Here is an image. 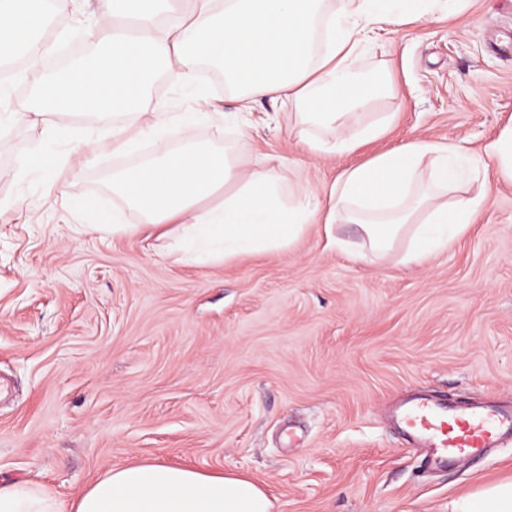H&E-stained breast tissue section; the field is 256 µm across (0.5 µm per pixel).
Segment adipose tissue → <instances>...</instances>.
Wrapping results in <instances>:
<instances>
[{
  "instance_id": "ef3b65f1",
  "label": "adipose tissue",
  "mask_w": 512,
  "mask_h": 512,
  "mask_svg": "<svg viewBox=\"0 0 512 512\" xmlns=\"http://www.w3.org/2000/svg\"><path fill=\"white\" fill-rule=\"evenodd\" d=\"M466 0H358L332 10L327 0H100L103 15L129 20L133 35L105 36L102 55L41 75L34 102L47 116H90L96 148L125 153L133 139L152 142L150 159L112 176V191L136 209L145 227L175 238L186 263L228 261L289 248L311 225L354 226L356 242L337 249L362 260L398 255L423 264L448 250L488 200L473 184L475 166L512 182V124L469 155L454 142L418 139L344 169L326 201L274 172L249 166L247 137L218 151L192 139L194 113L165 124L164 104L144 111L146 75L162 62L169 82L192 87L200 64L215 65L245 102L262 99L293 109L311 155L352 153L386 134L394 117L365 118L389 74L370 80L358 70L377 30L422 20L429 12L461 13ZM42 0H0V52L20 49L29 68L45 51ZM173 17L171 25L159 21ZM255 481L234 474L144 462L115 467L70 503L33 484L0 483V512H273ZM455 512H512V480L460 498Z\"/></svg>"
}]
</instances>
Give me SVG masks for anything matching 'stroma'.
<instances>
[{
	"mask_svg": "<svg viewBox=\"0 0 512 512\" xmlns=\"http://www.w3.org/2000/svg\"><path fill=\"white\" fill-rule=\"evenodd\" d=\"M46 58L105 24L98 0H57ZM358 67L392 71L370 112L390 131L349 155L310 157L288 108L253 103L252 153L325 196L342 169L416 139L480 153L512 120V0H467L459 16L388 25ZM36 78L0 76V482L62 501L109 469L161 460L246 476L275 512H452L512 479V437L482 459L427 473L386 416L400 396L512 401V182L488 174L475 224L425 265L374 264L312 225L286 251L187 265L149 231L111 236L101 214H140L112 172L151 156L98 154L85 122L63 120L45 174L19 162L41 127L11 120ZM149 101L202 113L193 135L216 149L240 93L198 75L189 95L162 72ZM67 179L49 196L46 178Z\"/></svg>",
	"mask_w": 512,
	"mask_h": 512,
	"instance_id": "35a3bbf8",
	"label": "stroma"
}]
</instances>
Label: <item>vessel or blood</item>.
Segmentation results:
<instances>
[{"instance_id":"1","label":"vessel or blood","mask_w":512,"mask_h":512,"mask_svg":"<svg viewBox=\"0 0 512 512\" xmlns=\"http://www.w3.org/2000/svg\"><path fill=\"white\" fill-rule=\"evenodd\" d=\"M392 414L409 446L420 449L433 469L485 456L505 436H512V404L492 400L459 407L416 396L401 400Z\"/></svg>"}]
</instances>
